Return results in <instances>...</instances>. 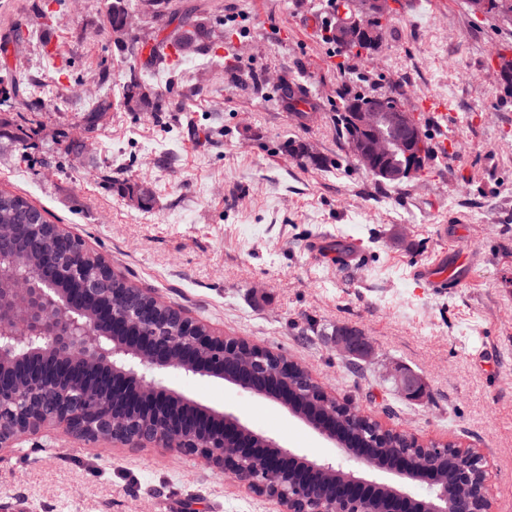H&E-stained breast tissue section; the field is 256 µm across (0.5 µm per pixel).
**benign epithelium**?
Listing matches in <instances>:
<instances>
[{
	"instance_id": "benign-epithelium-1",
	"label": "benign epithelium",
	"mask_w": 512,
	"mask_h": 512,
	"mask_svg": "<svg viewBox=\"0 0 512 512\" xmlns=\"http://www.w3.org/2000/svg\"><path fill=\"white\" fill-rule=\"evenodd\" d=\"M368 4L379 13L389 10V0H349L351 17L340 24L339 41L361 38L359 16ZM415 122V112L399 102L360 108L356 124L371 134V142L366 147L352 145L358 165L370 170L379 157L399 150L418 153ZM145 294L159 320L142 329L131 315L132 296L126 288H104L100 281L86 282L75 291L56 288L42 269L0 277V326L21 325L16 333L0 331V374L16 365L31 366L13 385L0 383V451L47 429L130 448L157 444L223 470L250 493L276 500L281 512H371L364 487L376 482L356 477L352 469L310 461L275 437L251 430L230 412L204 409L213 421L202 433L176 418L167 401H191L167 386L166 377L179 373L223 379L224 352L229 349L240 351L241 372L263 375L273 390L299 376L312 402L336 398L287 356L257 344L244 349L243 339L217 335L154 292ZM336 345L351 361L371 353L358 334L341 335ZM398 382L409 397L423 389L421 379L408 372L400 373ZM307 423L333 442L344 460L381 467L376 458L344 447L328 423ZM406 439L422 451L424 471L444 476L434 480L421 499L382 485L391 493L386 512H401L407 504L418 505L420 512H493L490 474L482 454L471 448L433 455L435 443L413 435ZM451 482L455 494L450 498Z\"/></svg>"
}]
</instances>
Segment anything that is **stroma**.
Segmentation results:
<instances>
[{
    "label": "stroma",
    "instance_id": "obj_1",
    "mask_svg": "<svg viewBox=\"0 0 512 512\" xmlns=\"http://www.w3.org/2000/svg\"><path fill=\"white\" fill-rule=\"evenodd\" d=\"M112 0H0V190L26 196L116 274L214 331L284 353L327 391L427 441L478 449L495 512H512V96L496 70L512 27L469 15L462 0H394L370 56L335 52L309 19L326 0H164L132 9L129 34L105 23ZM200 39L173 65L151 48L200 18ZM169 103L130 112V70ZM37 80L26 113L14 81ZM302 84L304 104L283 97ZM107 84L112 107L88 122L85 95ZM396 90L409 106L449 100L424 121L455 157L384 184L336 130L342 90ZM295 140L324 156H286ZM111 179H103V170ZM147 185L142 209L123 184ZM457 266V288H424L421 266ZM373 353L352 370L334 330ZM419 375L403 397L395 369ZM169 387L307 459L330 444L280 404L216 378ZM0 512H280L202 459L147 444L102 446L49 430L0 452Z\"/></svg>",
    "mask_w": 512,
    "mask_h": 512
}]
</instances>
